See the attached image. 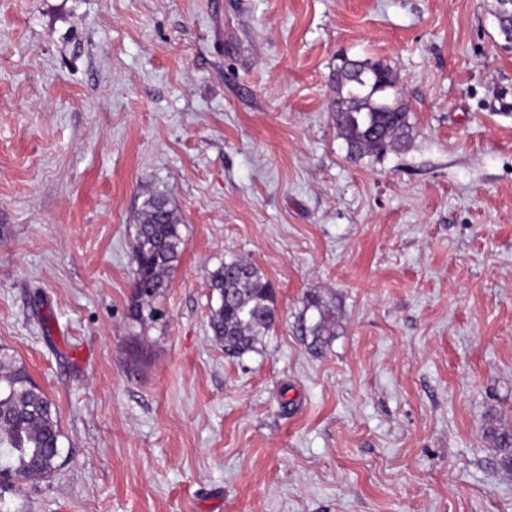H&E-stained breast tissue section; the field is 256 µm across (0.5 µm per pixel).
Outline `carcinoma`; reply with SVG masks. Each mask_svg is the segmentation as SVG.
<instances>
[{
    "label": "carcinoma",
    "instance_id": "1",
    "mask_svg": "<svg viewBox=\"0 0 512 512\" xmlns=\"http://www.w3.org/2000/svg\"><path fill=\"white\" fill-rule=\"evenodd\" d=\"M333 121L353 160L381 158L402 146L409 123L392 71L378 60L341 58L336 70ZM184 241L170 201L152 193L137 214L133 245L132 282L134 316L154 310L153 301L169 287L170 271L179 262ZM216 292L209 329L224 351L241 355L254 349L276 319V295L260 270L250 261L233 259L209 274ZM498 463L512 473V430L492 427ZM61 431L55 404L31 380L25 368L0 355V459L16 478L39 479L57 468Z\"/></svg>",
    "mask_w": 512,
    "mask_h": 512
}]
</instances>
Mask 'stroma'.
<instances>
[{
	"mask_svg": "<svg viewBox=\"0 0 512 512\" xmlns=\"http://www.w3.org/2000/svg\"><path fill=\"white\" fill-rule=\"evenodd\" d=\"M497 0H0V351L62 456L0 512H512V41ZM405 144L351 160L341 58ZM184 241L132 318L135 216ZM278 318L234 357L208 275ZM324 323L322 338L312 328ZM336 89L340 97L332 118L350 159L381 158L402 146L409 133L408 113L387 64L341 58ZM209 287L217 298L209 318L213 338L228 353L253 350L276 319V295L270 282L250 261L233 259L209 274ZM501 468L512 473V430L508 427H490Z\"/></svg>",
	"mask_w": 512,
	"mask_h": 512,
	"instance_id": "35a3bbf8",
	"label": "stroma"
}]
</instances>
